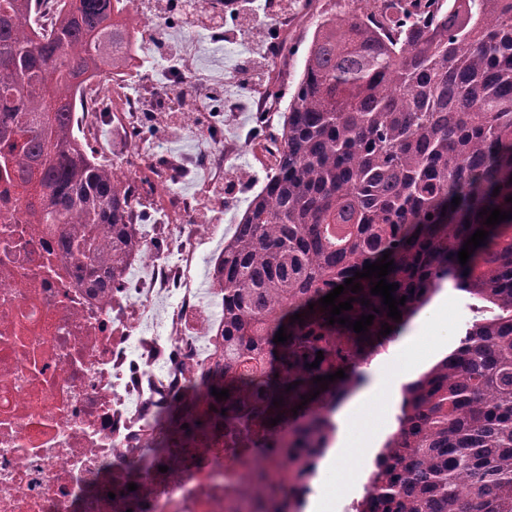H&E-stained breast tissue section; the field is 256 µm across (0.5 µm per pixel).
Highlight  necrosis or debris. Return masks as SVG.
<instances>
[{"label": "necrosis or debris", "mask_w": 512, "mask_h": 512, "mask_svg": "<svg viewBox=\"0 0 512 512\" xmlns=\"http://www.w3.org/2000/svg\"><path fill=\"white\" fill-rule=\"evenodd\" d=\"M80 98L87 136L105 121L137 131L156 107L118 73L109 95L90 79ZM195 207L169 194L134 259L148 276L99 294L0 182V512H238L244 485L294 466L256 423L246 442L220 427L145 454L157 417L224 343L194 276L195 241L213 227L181 221Z\"/></svg>", "instance_id": "obj_1"}]
</instances>
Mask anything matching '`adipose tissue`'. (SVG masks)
<instances>
[{"label": "adipose tissue", "instance_id": "obj_1", "mask_svg": "<svg viewBox=\"0 0 512 512\" xmlns=\"http://www.w3.org/2000/svg\"><path fill=\"white\" fill-rule=\"evenodd\" d=\"M439 350V343L429 342L427 337L416 334L396 344L388 355L374 359L367 368V381L336 410V445L324 458V465H332L349 455L350 425L361 408L381 391L399 392L401 385L411 380Z\"/></svg>", "mask_w": 512, "mask_h": 512}]
</instances>
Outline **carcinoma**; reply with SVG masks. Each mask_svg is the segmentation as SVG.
<instances>
[{"instance_id":"cac0c4a2","label":"carcinoma","mask_w":512,"mask_h":512,"mask_svg":"<svg viewBox=\"0 0 512 512\" xmlns=\"http://www.w3.org/2000/svg\"><path fill=\"white\" fill-rule=\"evenodd\" d=\"M33 2L0 0V179L20 188L26 223L55 228L63 257L103 293L140 251L143 203L119 165L78 140L74 91L131 65L120 15L141 13L159 43L173 22L159 0H75L41 35ZM402 2L387 0L384 23L356 7L320 12L288 98L296 45L280 37L281 67L265 90L288 104L270 134L272 160L211 271L224 295V367L165 412L148 454L209 431L223 412L242 426L281 416L271 427L281 448H330L336 426L315 408L359 387L358 363L449 283L477 315L453 351L402 386L396 428L379 450L384 464L371 471L359 512H512V219L487 226L479 215L512 212V0H428L419 14ZM223 18L239 19L243 38L252 31L244 8ZM192 95L190 80L175 83L151 127L178 133ZM478 229L489 235L463 266L458 251ZM385 254L395 266L386 280L399 285L393 297H406L401 320L370 293L377 279L362 278L360 292L336 302L355 298L341 311L352 321L375 314L365 335L327 324L319 299ZM297 313L303 322L291 320ZM281 328L289 339L278 344ZM319 351V367H306ZM340 369L344 378L326 389L313 382ZM214 388L229 398L216 399ZM201 391L212 401L202 410ZM300 479L290 470L265 483L269 512H300L294 494L280 499Z\"/></svg>"}]
</instances>
